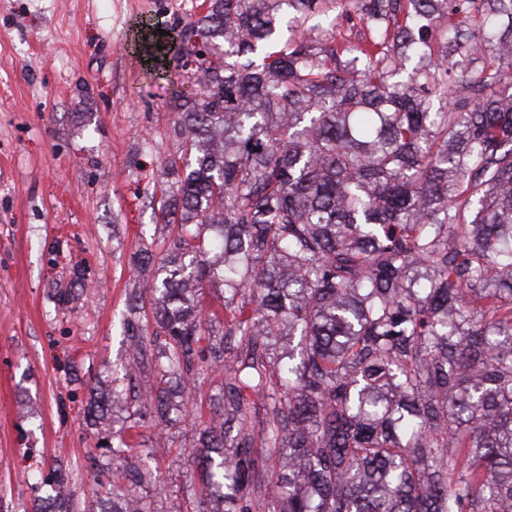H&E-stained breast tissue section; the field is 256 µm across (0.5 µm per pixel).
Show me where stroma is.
<instances>
[{"instance_id":"stroma-1","label":"stroma","mask_w":512,"mask_h":512,"mask_svg":"<svg viewBox=\"0 0 512 512\" xmlns=\"http://www.w3.org/2000/svg\"><path fill=\"white\" fill-rule=\"evenodd\" d=\"M201 0H0V512H31V475L70 477L73 512L93 501L87 456L118 447V423L87 422L92 392L135 388L132 435L158 475L139 495L154 512H188L209 498L189 451L190 424L156 427L143 398L157 362L129 372V309L147 283L141 249L163 257L176 225L153 219V165L177 156L176 89L141 50L143 28L196 18Z\"/></svg>"}]
</instances>
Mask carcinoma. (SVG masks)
Wrapping results in <instances>:
<instances>
[{
  "instance_id": "1",
  "label": "carcinoma",
  "mask_w": 512,
  "mask_h": 512,
  "mask_svg": "<svg viewBox=\"0 0 512 512\" xmlns=\"http://www.w3.org/2000/svg\"><path fill=\"white\" fill-rule=\"evenodd\" d=\"M319 2L203 0L144 46L194 88L159 160L186 167L154 210L178 227L169 273L131 336L134 362L168 367L156 424L187 419L166 376L194 387L219 321L197 300L221 281L224 414L194 455L224 512H512V75L488 72L512 57V0H479L480 69L448 24L471 0H326L369 30L341 51L309 24ZM123 444L109 512H152L149 452ZM53 482L36 512H70Z\"/></svg>"
}]
</instances>
